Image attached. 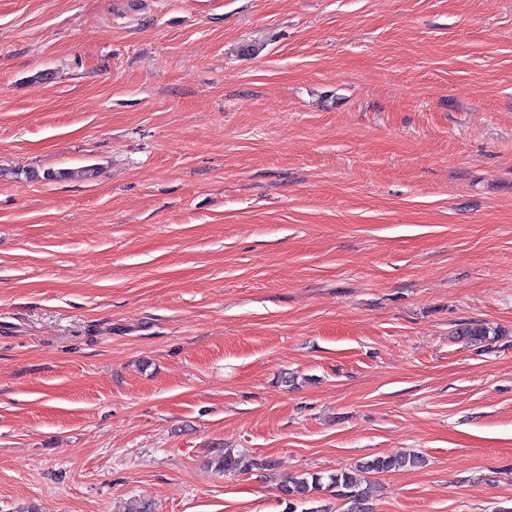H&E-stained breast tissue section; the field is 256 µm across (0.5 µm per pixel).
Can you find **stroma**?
I'll use <instances>...</instances> for the list:
<instances>
[{
    "mask_svg": "<svg viewBox=\"0 0 512 512\" xmlns=\"http://www.w3.org/2000/svg\"><path fill=\"white\" fill-rule=\"evenodd\" d=\"M403 451L376 512H512V0H0V512ZM457 336L462 337L470 345H480L490 342L495 336H498V331L489 324L479 321L466 323L459 329ZM494 336V337H490Z\"/></svg>",
    "mask_w": 512,
    "mask_h": 512,
    "instance_id": "obj_1",
    "label": "stroma"
}]
</instances>
